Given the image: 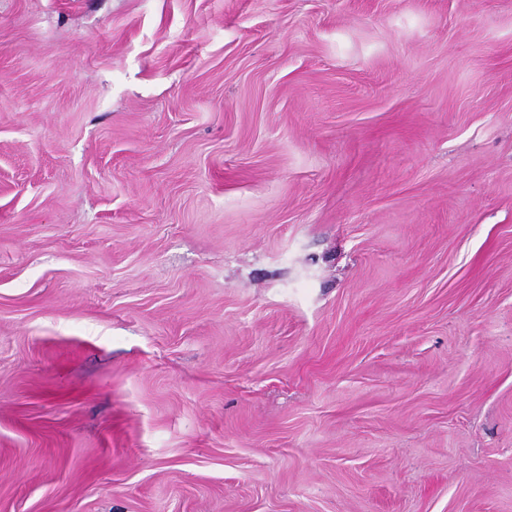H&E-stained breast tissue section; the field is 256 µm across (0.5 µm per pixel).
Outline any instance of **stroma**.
<instances>
[{
  "mask_svg": "<svg viewBox=\"0 0 512 512\" xmlns=\"http://www.w3.org/2000/svg\"><path fill=\"white\" fill-rule=\"evenodd\" d=\"M0 512H512V0H0Z\"/></svg>",
  "mask_w": 512,
  "mask_h": 512,
  "instance_id": "1",
  "label": "stroma"
}]
</instances>
